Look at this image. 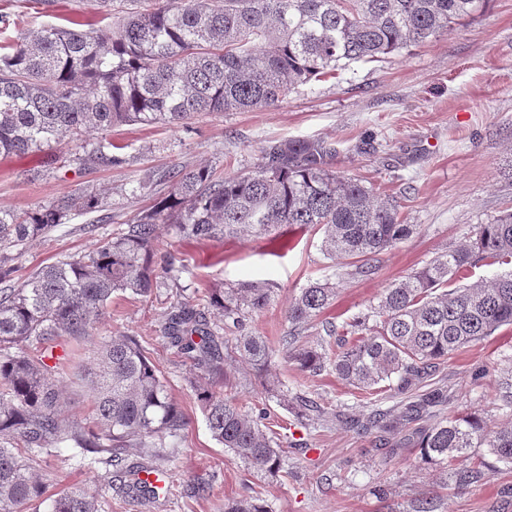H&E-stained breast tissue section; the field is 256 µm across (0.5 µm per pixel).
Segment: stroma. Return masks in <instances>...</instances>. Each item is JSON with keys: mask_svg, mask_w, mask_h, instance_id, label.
Instances as JSON below:
<instances>
[{"mask_svg": "<svg viewBox=\"0 0 512 512\" xmlns=\"http://www.w3.org/2000/svg\"><path fill=\"white\" fill-rule=\"evenodd\" d=\"M140 7L139 0H41L34 6L0 0V10L24 19L22 26L6 30L10 39L22 29L60 25L68 17L107 12L118 17ZM290 138L333 144L336 170L402 198L415 230L378 254L374 274L362 277L352 266L325 259L322 234L311 226L283 228L274 237L189 244L174 225H160L155 261L183 253L186 268L179 285L208 321H222L206 300L210 289L272 281L273 302L253 315L247 328L273 346L288 328L289 303L310 282L331 277L337 283L334 304L306 328L316 339L323 334V320L340 324L366 311L393 280L465 243L478 225L512 209V0H492L484 13L431 42L381 62L351 64L336 77L299 86L267 109L204 114L174 127L119 125L87 134L90 144L121 145L125 162L120 166L79 164L66 138L39 151L0 156V208L22 213L89 187L104 203L101 212L75 214L51 234L18 247L12 285L37 267L87 254L125 229L153 202L139 187L145 176L204 165L217 176L233 175L252 167L268 142ZM26 172L31 180H23ZM167 294L163 288L147 297H113L77 362L87 364L110 335L137 337L149 352L189 421L161 464L172 476L168 493L154 503L134 492L116 497L104 465L67 445L52 460L49 492L67 485L87 488L97 497L99 512H224L226 501L243 496L263 500L270 512H410L414 500L428 492L441 496L443 512H512V470L491 473L463 491L448 486L446 466L423 462L418 446L406 442L411 425L391 434L388 447L377 448L373 436L337 420V412H358L359 399L335 371L313 376L279 354L267 377L289 392L309 393L322 409L320 416L297 420L264 394L263 378L237 358L226 361L224 376L210 381L217 391L231 386L250 415L267 412L262 426L279 438L286 473L276 478L254 473L213 439L190 385L197 371L160 332ZM491 365L512 368V326L439 365L433 380L448 392L445 414L476 411L492 423H512V413L497 405L495 383L482 374ZM201 480L209 483V495L191 496L190 487Z\"/></svg>", "mask_w": 512, "mask_h": 512, "instance_id": "1", "label": "stroma"}]
</instances>
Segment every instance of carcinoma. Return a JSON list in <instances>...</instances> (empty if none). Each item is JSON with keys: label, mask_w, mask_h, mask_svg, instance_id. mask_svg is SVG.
Wrapping results in <instances>:
<instances>
[{"label": "carcinoma", "mask_w": 512, "mask_h": 512, "mask_svg": "<svg viewBox=\"0 0 512 512\" xmlns=\"http://www.w3.org/2000/svg\"><path fill=\"white\" fill-rule=\"evenodd\" d=\"M490 0H156L108 26L93 18L68 19L70 26L43 27L0 45V155L40 150L67 137L82 152L83 165L112 166L123 158L112 143L88 147L87 129L116 125L177 126L197 114L272 106L298 86L336 76L355 62H380L421 45L448 28L484 12ZM335 150L309 138L274 140L251 169L220 178L206 167L174 173L171 190L158 192L127 228L98 248L33 270L17 288L0 287V512H26L51 501L49 512H98L95 495L71 487L48 499L36 477L47 457L71 443L98 456L118 480L152 470L166 439L188 426L170 400L165 381L139 341L129 335L104 340L92 367L77 372L89 382L91 420L61 413L56 377L75 366L70 353L56 355L57 341L80 344L115 293L147 296L175 287L162 334L181 356L203 371L222 372L234 353L265 373L274 351L261 336H241L223 350L220 326L199 320L190 297L178 287L185 264L154 265L157 228L176 225L184 240L236 235L247 228L272 234L282 225L317 226L321 251L331 262L353 260L362 276L371 260L410 236L400 202L363 180L333 170ZM93 191L64 197L23 214L0 208V243L7 248L44 236L68 222L74 211L97 212ZM497 264L505 271L490 283L448 288L469 269ZM265 281L244 282L208 293L224 324L240 329L271 302ZM329 279L309 283L288 306L281 353L303 372L319 374L327 363L323 344H300L302 326L333 303ZM512 325V211L477 227L469 242L434 257L421 269L392 282L378 304L338 326L332 365L340 379L360 391L370 412L349 419L367 434L393 433L423 418L419 431L428 462L463 461L453 471L465 490L496 470L512 469V425L493 426L476 412L435 418L448 403L442 387L426 388L437 365L460 348ZM54 361L49 365L48 361ZM208 429L219 444L254 469L276 477L280 444L249 416L232 393L198 384ZM265 392L298 418L317 409L308 396L267 382ZM391 392L409 400L395 414L375 397ZM501 409L512 411V374L502 377ZM140 449L129 462L128 450ZM485 448L494 461L478 454ZM224 512H269L257 499L224 505ZM412 512H442L429 493Z\"/></svg>", "instance_id": "1"}]
</instances>
